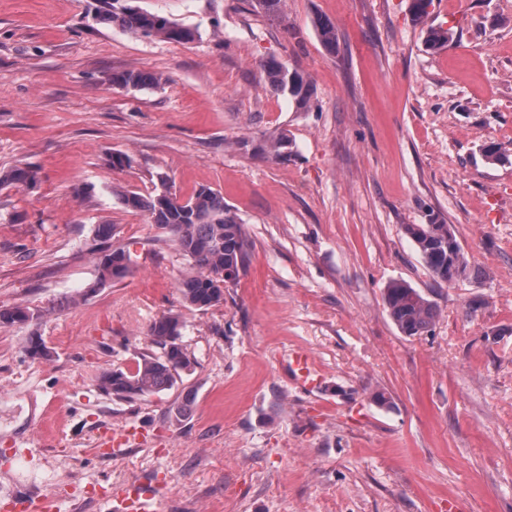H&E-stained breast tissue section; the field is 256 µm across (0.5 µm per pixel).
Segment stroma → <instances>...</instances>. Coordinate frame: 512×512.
<instances>
[{"instance_id":"35a3bbf8","label":"stroma","mask_w":512,"mask_h":512,"mask_svg":"<svg viewBox=\"0 0 512 512\" xmlns=\"http://www.w3.org/2000/svg\"><path fill=\"white\" fill-rule=\"evenodd\" d=\"M131 3L196 40L136 37L97 20L99 0H0V175H40L0 185V307L31 313L0 327V495L106 512L90 488L152 480L161 512H512V154L482 153L512 144V0H433L420 23L410 0ZM435 28L452 42L429 47ZM268 58L308 80L307 107L270 89ZM122 71L164 81L122 89ZM160 173L183 199L220 191L245 226L247 267L219 306L183 308L186 259L112 193L148 194ZM432 222L483 277L435 282L403 231ZM117 248L129 274L98 285ZM392 280L436 303L431 333L396 329ZM169 313L191 371L132 401L102 393ZM33 336L51 360L27 354ZM296 349L322 388L297 384ZM129 426L143 442L96 452Z\"/></svg>"}]
</instances>
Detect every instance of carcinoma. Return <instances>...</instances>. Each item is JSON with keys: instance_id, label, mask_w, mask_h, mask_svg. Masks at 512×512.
Here are the masks:
<instances>
[{"instance_id": "1", "label": "carcinoma", "mask_w": 512, "mask_h": 512, "mask_svg": "<svg viewBox=\"0 0 512 512\" xmlns=\"http://www.w3.org/2000/svg\"><path fill=\"white\" fill-rule=\"evenodd\" d=\"M103 19L127 32L145 39L188 43L195 39V30L171 22L157 14L120 4V0H104ZM317 30L323 45L336 50V27L320 21ZM448 30L431 29L426 33L429 47L440 48L452 41ZM266 82L276 93L305 105L309 100V83L296 70L269 58L261 63ZM160 77L152 72L127 71L112 75V84L122 88L155 87ZM13 184L35 187L38 172L30 166H16L7 175ZM158 184L152 193L142 195L119 190V202L128 210L145 214L150 223L169 233L193 272L177 283L183 305L190 309L206 310L224 302V287L237 281L246 264L248 238L243 224L224 204V195L202 187L183 205L164 198L170 193L165 176H157ZM444 224H406L404 233L416 245L426 266L438 284H450L457 278L470 275V262L461 246L448 248L439 235ZM130 257L123 249L105 255L100 262L98 284L118 280L130 271ZM384 304L398 331L405 336H421L432 331L437 317L435 304L405 282H388L383 292ZM30 318L21 307H0V326L25 322ZM182 321L177 314L164 315L153 321L148 336L160 348L158 354H144L133 370L103 372L99 389L118 399L133 400L172 388L180 373L191 367V361L179 343ZM33 358L49 360L53 353L39 337H32L27 348Z\"/></svg>"}]
</instances>
